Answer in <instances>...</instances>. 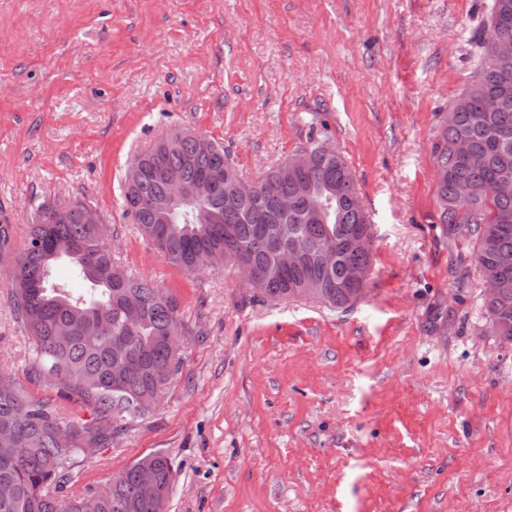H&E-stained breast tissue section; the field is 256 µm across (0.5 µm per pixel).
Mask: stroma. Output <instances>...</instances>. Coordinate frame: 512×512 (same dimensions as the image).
<instances>
[{"mask_svg": "<svg viewBox=\"0 0 512 512\" xmlns=\"http://www.w3.org/2000/svg\"><path fill=\"white\" fill-rule=\"evenodd\" d=\"M489 3L0 0V224L19 247L40 204L89 203L186 327L159 403L75 459L63 497L159 453L170 512H512V346L472 248L437 222L433 156ZM175 127L223 143L247 180L310 140L336 148L373 229L360 301H272L234 266L167 262L125 214L122 174ZM10 293L0 276V375L91 421L35 378Z\"/></svg>", "mask_w": 512, "mask_h": 512, "instance_id": "35a3bbf8", "label": "stroma"}]
</instances>
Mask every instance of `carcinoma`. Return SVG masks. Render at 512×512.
Returning <instances> with one entry per match:
<instances>
[{"instance_id":"obj_1","label":"carcinoma","mask_w":512,"mask_h":512,"mask_svg":"<svg viewBox=\"0 0 512 512\" xmlns=\"http://www.w3.org/2000/svg\"><path fill=\"white\" fill-rule=\"evenodd\" d=\"M500 21L512 26V0H491L488 24ZM480 45L472 79L441 113L433 144L441 170L438 219L448 237L472 247L492 289L485 305L491 332L512 344V56L494 58L487 41ZM492 95L495 107L488 105ZM174 135L170 147L146 151L140 165L129 161L123 175L124 211L166 260L200 271L208 255L231 250L260 272L256 290L264 296L298 299L311 288L331 308L355 302L347 277L353 269L371 272V251L355 244L371 224L364 208L350 203L358 192L339 152L316 141L304 169L288 156L260 177L254 199L235 195L239 174L224 145L204 154L193 136ZM168 175L189 184L210 179L215 190L170 204ZM460 186L471 189L469 199L459 200ZM275 240L299 251L295 265L279 263ZM61 261L74 267L82 287L49 280ZM9 270L10 309L31 340L35 375L98 418L81 425L17 383L0 386V487L9 489L0 512H154L156 489L140 484L134 464L102 491L73 500L57 492L76 457L112 441L116 417L149 410L178 372L181 356L166 342L175 327L185 329L177 299L120 268L82 207L59 218L40 205ZM131 309L135 322L127 320Z\"/></svg>"}]
</instances>
